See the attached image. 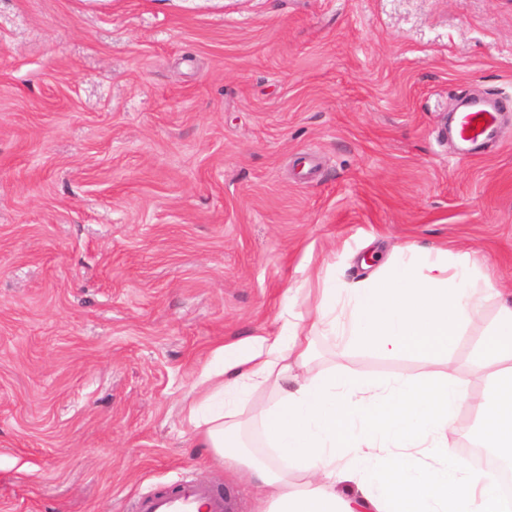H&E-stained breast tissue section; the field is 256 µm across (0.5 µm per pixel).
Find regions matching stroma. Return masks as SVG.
I'll use <instances>...</instances> for the list:
<instances>
[{"mask_svg": "<svg viewBox=\"0 0 512 512\" xmlns=\"http://www.w3.org/2000/svg\"><path fill=\"white\" fill-rule=\"evenodd\" d=\"M468 92L504 112L463 159ZM409 245L512 292V0H0V512L182 476L263 512L190 433L202 371ZM314 341L317 371L424 366Z\"/></svg>", "mask_w": 512, "mask_h": 512, "instance_id": "stroma-1", "label": "stroma"}]
</instances>
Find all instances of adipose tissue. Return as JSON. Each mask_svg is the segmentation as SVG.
Returning a JSON list of instances; mask_svg holds the SVG:
<instances>
[{
  "label": "adipose tissue",
  "instance_id": "adipose-tissue-1",
  "mask_svg": "<svg viewBox=\"0 0 512 512\" xmlns=\"http://www.w3.org/2000/svg\"><path fill=\"white\" fill-rule=\"evenodd\" d=\"M467 261L444 248L396 249L375 275L323 281L312 326L285 322L274 335L218 347L197 383L186 419L201 447L237 469L269 512H501L500 477L474 470L448 445L461 408L488 417L484 448L512 447V297L499 302L471 394L440 356L481 317L487 299ZM348 347L396 357L422 353L429 364L412 378L383 382L336 371L311 372L315 332ZM274 389L262 417L271 449L256 456L243 443L240 407ZM357 479L355 495L337 484Z\"/></svg>",
  "mask_w": 512,
  "mask_h": 512
}]
</instances>
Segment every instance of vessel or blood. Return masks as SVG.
<instances>
[{
  "label": "vessel or blood",
  "instance_id": "vessel-or-blood-1",
  "mask_svg": "<svg viewBox=\"0 0 512 512\" xmlns=\"http://www.w3.org/2000/svg\"><path fill=\"white\" fill-rule=\"evenodd\" d=\"M453 134L461 156H469L473 144L499 136L496 114L480 101H468L454 115ZM135 512H225L222 495L206 482L185 479L172 490L140 497Z\"/></svg>",
  "mask_w": 512,
  "mask_h": 512
}]
</instances>
